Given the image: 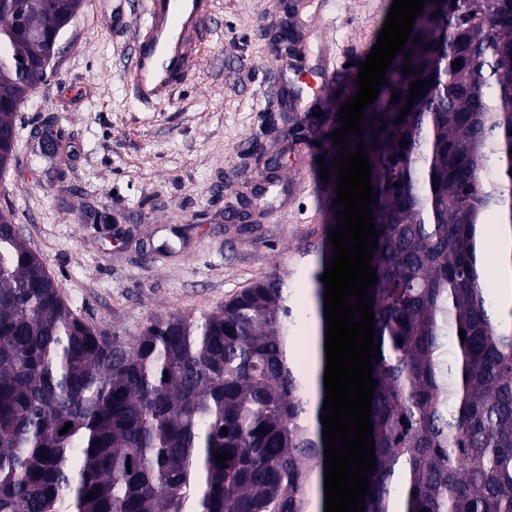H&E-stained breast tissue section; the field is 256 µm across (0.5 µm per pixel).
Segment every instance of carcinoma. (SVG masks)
<instances>
[{"mask_svg": "<svg viewBox=\"0 0 512 512\" xmlns=\"http://www.w3.org/2000/svg\"><path fill=\"white\" fill-rule=\"evenodd\" d=\"M81 5L0 0L1 160ZM364 117L350 149L365 142L379 192L381 338L365 512H512V307L508 323L483 286L489 218L512 225V0L424 4ZM332 252L127 339L74 313L0 213V512H324L325 389L297 363L293 283L312 285L323 347Z\"/></svg>", "mask_w": 512, "mask_h": 512, "instance_id": "cac0c4a2", "label": "carcinoma"}]
</instances>
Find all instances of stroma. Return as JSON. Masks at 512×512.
Returning <instances> with one entry per match:
<instances>
[{
	"mask_svg": "<svg viewBox=\"0 0 512 512\" xmlns=\"http://www.w3.org/2000/svg\"><path fill=\"white\" fill-rule=\"evenodd\" d=\"M215 0L198 69L153 106L125 74L143 0H85L61 31L47 79L18 112L16 165L0 175V209L43 259L64 299L116 335L151 318L201 314L274 269L321 248L334 197L320 146L295 127L338 112L393 0ZM293 31L303 66L282 71ZM60 133L58 164H31L32 133Z\"/></svg>",
	"mask_w": 512,
	"mask_h": 512,
	"instance_id": "35a3bbf8",
	"label": "stroma"
}]
</instances>
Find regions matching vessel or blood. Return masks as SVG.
I'll use <instances>...</instances> for the list:
<instances>
[{
	"mask_svg": "<svg viewBox=\"0 0 512 512\" xmlns=\"http://www.w3.org/2000/svg\"><path fill=\"white\" fill-rule=\"evenodd\" d=\"M214 0H145V19L133 33L127 83L141 102L172 99L178 82L196 70Z\"/></svg>",
	"mask_w": 512,
	"mask_h": 512,
	"instance_id": "vessel-or-blood-1",
	"label": "vessel or blood"
}]
</instances>
